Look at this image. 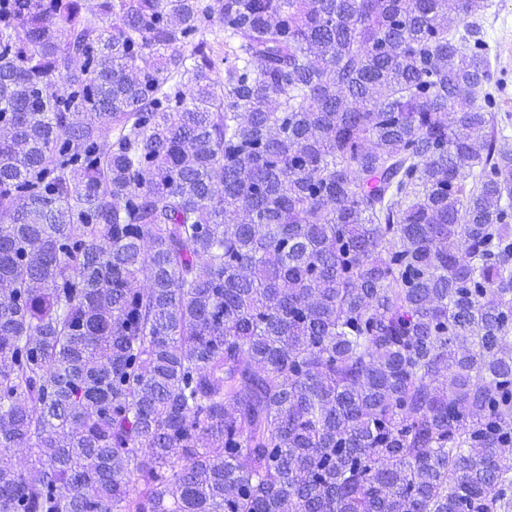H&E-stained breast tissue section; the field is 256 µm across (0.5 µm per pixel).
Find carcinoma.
<instances>
[{
  "label": "carcinoma",
  "instance_id": "cac0c4a2",
  "mask_svg": "<svg viewBox=\"0 0 512 512\" xmlns=\"http://www.w3.org/2000/svg\"><path fill=\"white\" fill-rule=\"evenodd\" d=\"M486 9L0 0V512H512Z\"/></svg>",
  "mask_w": 512,
  "mask_h": 512
}]
</instances>
